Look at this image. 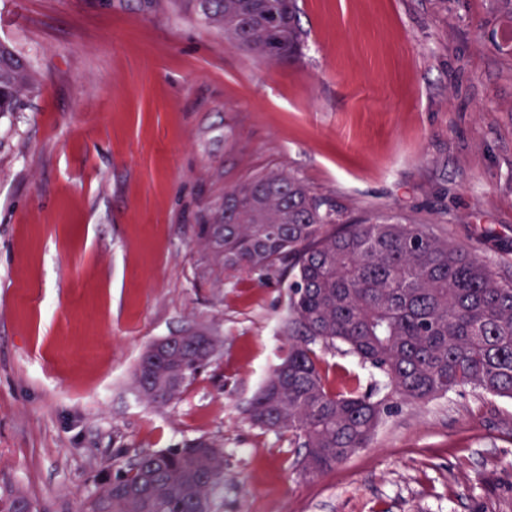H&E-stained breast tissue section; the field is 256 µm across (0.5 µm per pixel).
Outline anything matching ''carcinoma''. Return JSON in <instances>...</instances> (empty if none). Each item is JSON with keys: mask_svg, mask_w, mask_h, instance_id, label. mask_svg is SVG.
I'll use <instances>...</instances> for the list:
<instances>
[{"mask_svg": "<svg viewBox=\"0 0 512 512\" xmlns=\"http://www.w3.org/2000/svg\"><path fill=\"white\" fill-rule=\"evenodd\" d=\"M201 18L256 58L286 61L306 33L298 0H196ZM25 62L0 44V113L20 108ZM387 213L350 220L332 199L282 169L265 170L224 193V223L209 224L207 245L224 271L269 275L288 268V355L247 408L267 431L288 430L295 465L320 476L369 446L393 401L426 404L469 387L512 399V280L480 255ZM343 344L378 370L385 393L355 377L330 378L323 351ZM208 354L187 335L175 353L185 380L163 360L137 365L134 384L149 404L178 397ZM224 446L200 438L141 453L127 470L94 484L83 512H212L208 486ZM0 512H33L20 490Z\"/></svg>", "mask_w": 512, "mask_h": 512, "instance_id": "carcinoma-1", "label": "carcinoma"}]
</instances>
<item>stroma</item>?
I'll return each instance as SVG.
<instances>
[{
  "label": "stroma",
  "instance_id": "stroma-1",
  "mask_svg": "<svg viewBox=\"0 0 512 512\" xmlns=\"http://www.w3.org/2000/svg\"><path fill=\"white\" fill-rule=\"evenodd\" d=\"M301 57L267 63L185 0H0L30 65L0 114V495L80 512L142 452L224 445L215 512H512V399L394 405L369 447L299 475L246 410L288 352L279 277H225L203 233L280 167L353 219L386 205L512 278V0H301ZM224 347L162 406L146 348Z\"/></svg>",
  "mask_w": 512,
  "mask_h": 512
}]
</instances>
